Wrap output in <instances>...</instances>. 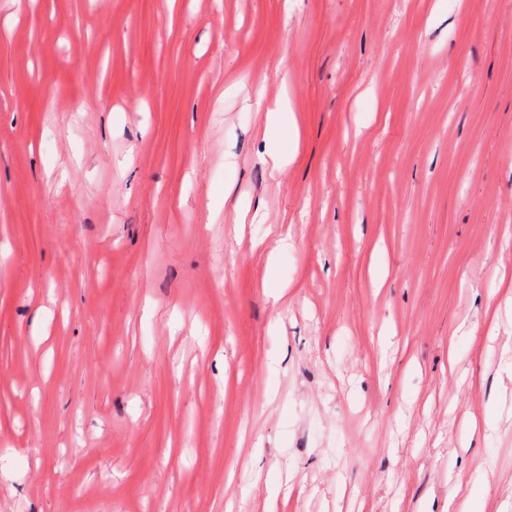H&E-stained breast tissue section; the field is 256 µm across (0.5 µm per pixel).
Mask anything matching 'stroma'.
I'll list each match as a JSON object with an SVG mask.
<instances>
[{
  "instance_id": "35a3bbf8",
  "label": "stroma",
  "mask_w": 512,
  "mask_h": 512,
  "mask_svg": "<svg viewBox=\"0 0 512 512\" xmlns=\"http://www.w3.org/2000/svg\"><path fill=\"white\" fill-rule=\"evenodd\" d=\"M452 484L512 512V0H0V512ZM288 103L282 97H277L267 107L266 133L278 134L288 124ZM290 239L291 237L288 235L287 227L285 232L280 234L279 238L274 241L275 246L269 251L267 257L268 277L264 282L263 288L266 295L272 299L274 304H277L281 300L287 289V285L282 283L275 276L276 256L277 252L280 250L292 247V244L288 241Z\"/></svg>"
}]
</instances>
